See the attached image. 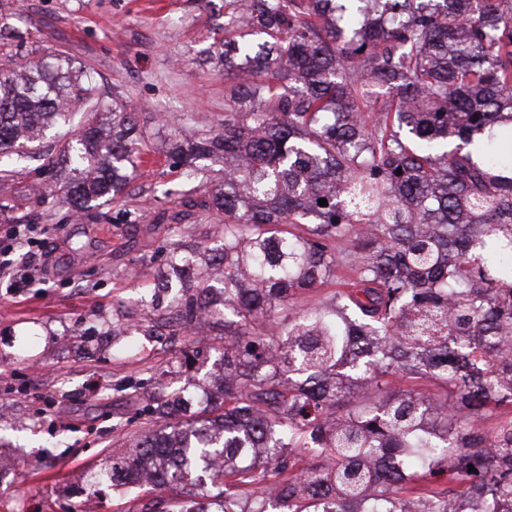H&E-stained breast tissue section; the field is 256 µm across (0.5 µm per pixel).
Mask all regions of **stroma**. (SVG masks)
Masks as SVG:
<instances>
[{
	"label": "stroma",
	"mask_w": 512,
	"mask_h": 512,
	"mask_svg": "<svg viewBox=\"0 0 512 512\" xmlns=\"http://www.w3.org/2000/svg\"><path fill=\"white\" fill-rule=\"evenodd\" d=\"M224 0H0L20 13L13 26L24 48L65 46L95 70L99 94L117 96L145 127L142 175L125 198L76 219L59 211L50 243L51 273L15 290L0 283V456L14 459L21 480L0 479V512H128L146 500H167L148 486L126 494L82 486L106 466L124 437L120 420L136 413L117 384L179 369L183 351L207 345L193 373L203 376L217 348L236 343L224 323L208 320L204 334L170 335L177 313L170 297L137 304L153 284L172 244L184 250L218 245L219 223L182 211L186 185L166 145V116L189 130L216 129L224 117V69L204 51L224 21ZM133 313L156 327L133 348L114 345V318Z\"/></svg>",
	"instance_id": "35a3bbf8"
}]
</instances>
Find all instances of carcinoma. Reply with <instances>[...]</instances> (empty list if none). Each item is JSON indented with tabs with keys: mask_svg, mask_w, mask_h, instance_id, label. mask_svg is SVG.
Listing matches in <instances>:
<instances>
[{
	"mask_svg": "<svg viewBox=\"0 0 512 512\" xmlns=\"http://www.w3.org/2000/svg\"><path fill=\"white\" fill-rule=\"evenodd\" d=\"M222 31L224 119L174 129L169 153L188 182L224 160L221 184L188 201L224 243L174 245L159 287L179 285V331L216 315L244 342L208 383L144 406L100 484L207 482L210 512H512V416L485 426L512 410V0H224ZM93 82L63 49L0 38V223L49 202L83 214L138 177L134 113ZM32 156L48 190L8 191ZM343 244L331 300L292 308L336 276ZM142 332L112 326L128 344ZM149 386L164 374L115 391ZM294 448L308 465L288 477Z\"/></svg>",
	"mask_w": 512,
	"mask_h": 512,
	"instance_id": "1",
	"label": "carcinoma"
}]
</instances>
